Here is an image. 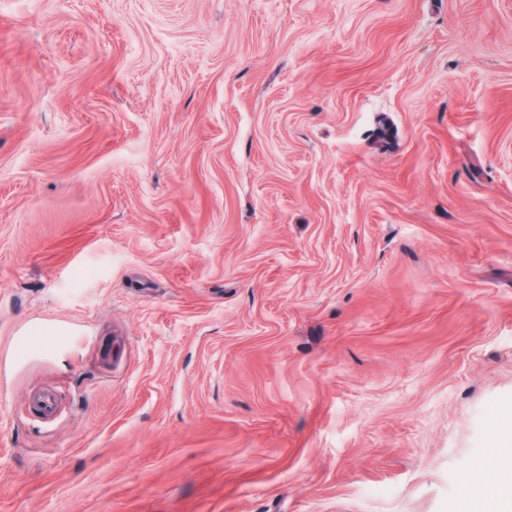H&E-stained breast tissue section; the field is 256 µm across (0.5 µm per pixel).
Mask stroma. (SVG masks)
<instances>
[{
	"instance_id": "1",
	"label": "stroma",
	"mask_w": 512,
	"mask_h": 512,
	"mask_svg": "<svg viewBox=\"0 0 512 512\" xmlns=\"http://www.w3.org/2000/svg\"><path fill=\"white\" fill-rule=\"evenodd\" d=\"M508 430L512 0H0V512H457Z\"/></svg>"
}]
</instances>
